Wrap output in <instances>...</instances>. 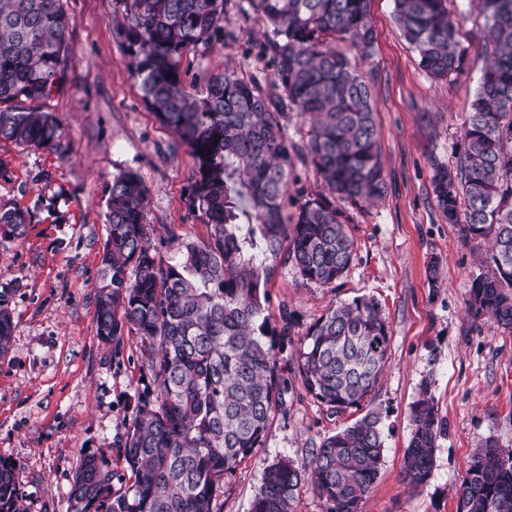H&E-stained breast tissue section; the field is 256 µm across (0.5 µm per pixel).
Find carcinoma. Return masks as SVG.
Returning a JSON list of instances; mask_svg holds the SVG:
<instances>
[{
	"label": "carcinoma",
	"instance_id": "obj_1",
	"mask_svg": "<svg viewBox=\"0 0 512 512\" xmlns=\"http://www.w3.org/2000/svg\"><path fill=\"white\" fill-rule=\"evenodd\" d=\"M121 2L144 101L197 160L188 208L208 233H170L180 257L165 259L147 231L138 175L113 176L94 285L96 335L118 350L135 334L153 388L138 396L115 448L80 454L68 502L70 512H217L224 476L264 446L271 414L292 389L278 350L292 342L295 323L284 309L279 327L269 326L266 262L281 257L304 283L333 286L354 254L341 205L361 208L386 191L381 133L357 66L373 53L369 0H247L273 26L259 57L271 54L278 96L229 69L211 75L201 94L184 85V54L224 34V0ZM395 3L399 30L427 75L459 71L466 48L445 0ZM467 6L486 20L490 60L456 162L434 164L432 186L444 219L490 244L486 271L466 294L468 318L512 332V0ZM72 24L64 0H0V140L62 150L57 120L37 102L64 84ZM291 111L307 125L298 142L287 134ZM298 161L312 166L327 193L301 202L287 225L284 200ZM28 224L29 212L0 205V238H22ZM10 292L0 289V356L13 333ZM298 342L307 394L334 413L363 414L324 439L309 468L289 459L263 466L251 512H294L305 486L323 512H362L384 457L372 403L388 360V323L377 301L356 297L331 304ZM411 418L403 480L420 488L444 430L426 381ZM455 493L457 512H512V449L483 440ZM0 512H26L17 468L1 460Z\"/></svg>",
	"mask_w": 512,
	"mask_h": 512
}]
</instances>
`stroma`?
I'll list each match as a JSON object with an SVG mask.
<instances>
[{
  "instance_id": "35a3bbf8",
  "label": "stroma",
  "mask_w": 512,
  "mask_h": 512,
  "mask_svg": "<svg viewBox=\"0 0 512 512\" xmlns=\"http://www.w3.org/2000/svg\"><path fill=\"white\" fill-rule=\"evenodd\" d=\"M447 6L467 56L457 73L437 81L401 37L394 0H370L374 51L359 71L372 88L386 194L375 205L347 209L355 253L335 287L303 283L279 260L265 286L271 326L285 309L299 333L337 301L365 295L382 307L390 348L374 405L384 462L363 512H457L454 487L476 445L491 436L512 449V333L476 329L465 314L486 246L442 217L431 187L433 163L454 160L487 63L484 18L464 0ZM65 7L74 19L66 84L42 106L59 121L68 151L0 141V203L32 214L24 238H0V285L12 288L14 321L10 350L0 358V459L18 469L26 512H68L81 451L111 447L147 387L139 339L126 337L117 354L96 336L94 284L113 175L130 169L142 180L147 228L166 259L178 257L166 242L169 229L192 238L207 232L187 208L195 160L143 101L118 0H66ZM223 26L222 40L184 55L188 90L202 91L210 75L227 68L270 86L273 68L256 58L265 21L247 0H225ZM435 258L440 275L432 285ZM280 362L292 383L287 407L273 411L263 448L225 477L221 512H250L264 463L286 457L307 468L313 448L357 417L352 409L330 413L306 393L293 349ZM424 380L446 431L428 484L415 491L401 472L410 406Z\"/></svg>"
}]
</instances>
